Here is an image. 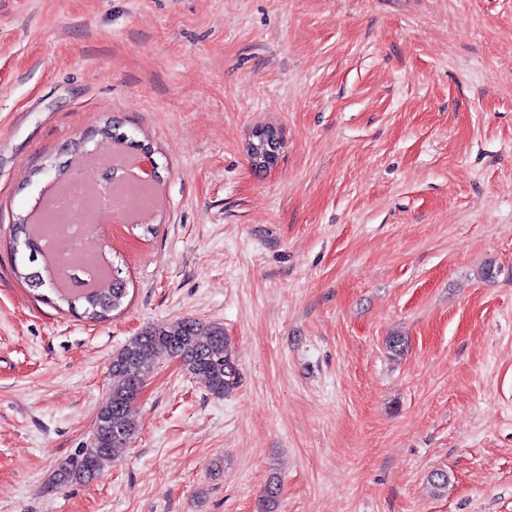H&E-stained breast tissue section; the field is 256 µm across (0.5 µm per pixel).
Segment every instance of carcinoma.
<instances>
[{"instance_id": "obj_1", "label": "carcinoma", "mask_w": 512, "mask_h": 512, "mask_svg": "<svg viewBox=\"0 0 512 512\" xmlns=\"http://www.w3.org/2000/svg\"><path fill=\"white\" fill-rule=\"evenodd\" d=\"M122 128L120 122H109L96 131L98 136L110 138L128 149L137 148V141ZM45 229L46 225L35 214L12 224L11 241L22 239L21 247L12 252L20 256L23 270L17 274L24 283L34 291L49 286L69 310L80 313L88 321L103 320L119 309L127 294V280L118 267L100 262L99 270L111 279L106 290L85 283L70 287L47 274L52 255L45 249ZM161 358L179 360L186 372L203 379L207 390L217 398L231 393L238 383L228 338L221 325H212L204 331L196 320L181 318L146 328L112 355L111 384L97 412L90 441L75 457L59 466L52 478L53 485L90 482L110 467L114 449L125 446L135 435L131 405ZM279 490L278 477H271L260 499L259 512H276Z\"/></svg>"}]
</instances>
